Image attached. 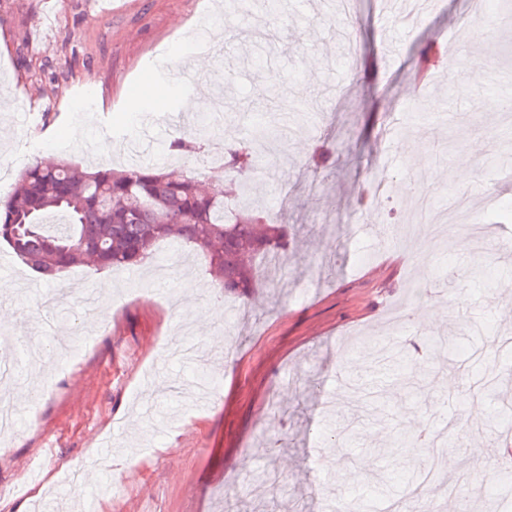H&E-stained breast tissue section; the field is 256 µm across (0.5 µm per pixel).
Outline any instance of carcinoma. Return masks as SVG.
I'll use <instances>...</instances> for the list:
<instances>
[{"label": "carcinoma", "instance_id": "carcinoma-1", "mask_svg": "<svg viewBox=\"0 0 512 512\" xmlns=\"http://www.w3.org/2000/svg\"><path fill=\"white\" fill-rule=\"evenodd\" d=\"M437 42L420 43L414 73L426 75L438 55ZM205 118L191 138L171 140V154H182L209 137ZM251 151L224 156V169L251 163ZM254 203L227 213L224 194L198 182L172 177L143 164L126 170L103 166L88 171L70 161L37 160L22 169L15 190L0 196V243L48 281H61L73 266L89 260L101 269L133 268L150 257L154 245L176 238L197 249L215 272L224 293L244 294L261 284V268L277 252L287 229L256 214ZM65 217L61 230L46 229V216Z\"/></svg>", "mask_w": 512, "mask_h": 512}]
</instances>
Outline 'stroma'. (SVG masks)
I'll list each match as a JSON object with an SVG mask.
<instances>
[{
	"mask_svg": "<svg viewBox=\"0 0 512 512\" xmlns=\"http://www.w3.org/2000/svg\"><path fill=\"white\" fill-rule=\"evenodd\" d=\"M342 2L295 0L272 16L262 0H0V158L11 163L1 194L37 157L165 163L166 144L195 123L184 101L216 80L231 93L222 128L176 166L228 189L248 183L288 227L276 287L243 298L172 239L131 270L72 268L63 294L0 244V309L13 316L0 332L14 339L0 369L18 405L0 512H224L229 497L245 512H320L358 491L363 512H378L407 491L389 458L419 457L422 429L446 439L441 475L466 479L460 498L432 490L439 512L464 497L471 512H512L498 434L471 431L512 389V346L500 342L512 337V124L490 106L493 81L512 78V25L491 41L459 35L500 0H434L414 27L386 23V0ZM212 25L223 41L179 61L171 109L136 120L137 147L100 138L134 121L127 88L148 95L173 77L161 51ZM422 39L464 60L463 84L443 62L414 90ZM274 115L287 136L253 141ZM246 141L251 166L211 173V158ZM323 152L333 164L319 163ZM385 167L396 196L413 186L439 206L468 198L446 241L426 222L387 236L380 211L357 207ZM421 237L428 252L415 248ZM473 264L483 280L458 279ZM119 459L133 476L116 474Z\"/></svg>",
	"mask_w": 512,
	"mask_h": 512,
	"instance_id": "stroma-1",
	"label": "stroma"
}]
</instances>
